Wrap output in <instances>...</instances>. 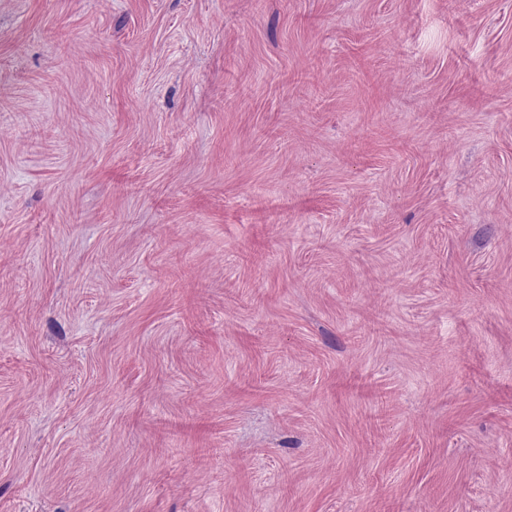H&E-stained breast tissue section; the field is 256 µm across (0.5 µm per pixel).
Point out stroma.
I'll return each mask as SVG.
<instances>
[{"mask_svg":"<svg viewBox=\"0 0 512 512\" xmlns=\"http://www.w3.org/2000/svg\"><path fill=\"white\" fill-rule=\"evenodd\" d=\"M0 512H512V0H0Z\"/></svg>","mask_w":512,"mask_h":512,"instance_id":"35a3bbf8","label":"stroma"}]
</instances>
